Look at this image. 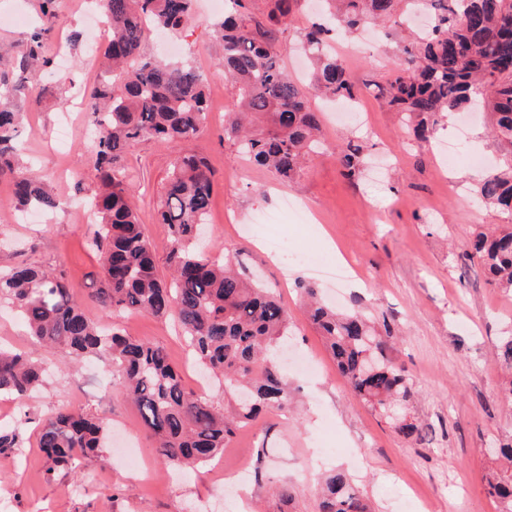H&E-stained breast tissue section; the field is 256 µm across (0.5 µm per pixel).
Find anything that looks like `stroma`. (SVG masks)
I'll return each instance as SVG.
<instances>
[{"label": "stroma", "mask_w": 512, "mask_h": 512, "mask_svg": "<svg viewBox=\"0 0 512 512\" xmlns=\"http://www.w3.org/2000/svg\"><path fill=\"white\" fill-rule=\"evenodd\" d=\"M55 9V25L43 31L44 54L53 65L30 75L17 102L24 112L23 156L64 205L44 220L24 221L8 203L10 180L0 179V271L28 263L63 274L82 299L99 286L101 260L86 246L90 224L75 214L87 197L76 181L92 182L95 170L86 119L74 117L67 127L62 120L95 80L85 58L91 28L85 0H56ZM222 15L213 0H195L187 31L151 33L145 49L189 61L206 79L209 121L192 143L213 171L204 248L215 256H236L293 313L297 326L280 359L295 392L293 409L262 412L214 464L177 472L158 459L119 377L110 375L105 391L80 396L75 384L92 365L73 364L60 348L34 350L26 327L0 301V347L34 351L48 366L37 393L25 404L0 410L5 431L20 414L30 418L20 447L0 451V512H318L320 478L334 467L353 474L374 512H413L417 498L430 502L432 512H498L485 478L499 462L486 450L494 440L512 438V399L499 391L502 370L495 355L500 339L512 334V292L491 288L465 251L474 233L512 226V214L479 201L476 186L483 171L469 162L479 154L487 166L496 163L489 116L473 119L464 133L454 121H441L433 140L419 144L401 114L374 94L362 100L368 119L359 125H336L326 103L315 99L311 107L322 115L321 145L301 176L277 181L240 156L224 135L235 96L219 65L223 47L212 28ZM298 17L299 25L281 35V62L301 84L310 80L314 66L300 49L299 26L315 14L304 5ZM40 26L41 0H0V75L16 79L19 47ZM75 31L82 33L81 41H71ZM409 35L408 24L390 22L341 36L331 49L356 88L364 90L392 67ZM33 96L40 97L39 107L29 106ZM352 140L365 146L367 159L360 172L348 176L334 149ZM443 143L461 145L457 161L448 162L439 152ZM181 149L178 142L145 140L125 162V184L163 276L169 273L168 229L157 223L156 212ZM287 196L310 214L311 223H298L283 204ZM267 222L287 239L291 256L263 247L261 226ZM311 256L361 270V278L343 284L337 306L362 312L393 332L386 354L405 367L415 389L407 409L420 426L413 439L398 438L351 394L307 322L297 283L312 279ZM117 322L128 336L163 347L170 364L184 368L189 350L172 320L124 315ZM73 408L110 421L108 445L78 473L48 476L39 425L55 411ZM241 469L246 478H238ZM282 485L293 495L287 509L275 494Z\"/></svg>", "instance_id": "obj_1"}]
</instances>
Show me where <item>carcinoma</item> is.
I'll use <instances>...</instances> for the list:
<instances>
[{
	"mask_svg": "<svg viewBox=\"0 0 512 512\" xmlns=\"http://www.w3.org/2000/svg\"><path fill=\"white\" fill-rule=\"evenodd\" d=\"M299 0H266L262 19L254 0H230L233 13L215 33L223 44V67L237 91L239 110L224 134L250 162L284 181L304 169L306 156L319 142L321 121L313 98L351 101L355 97L344 62L325 51L336 28L348 32L366 23L390 20L400 4L424 9L432 26L403 48L402 56L375 84L389 108L414 124L425 138L439 120L466 109H483L492 117V136L504 168L488 172L477 196L488 206L512 212V0H331L334 11L304 29V47L315 58L305 85L288 78L280 64L279 42L295 22ZM110 31L98 54L101 77L90 90L96 129L93 142L95 184L88 204L96 217L91 241L100 255V287L89 300L102 312L92 320L61 274L22 265L0 275V300L11 303L26 323L33 344L44 350L66 349L78 361L111 362L127 396L166 465L195 470L224 451L236 432L267 410L289 408L288 390L272 351L288 335L293 317L269 289L231 268V259L210 257L196 246L212 198L207 158L192 149L171 163L161 194L158 223L169 229L170 280L154 263L153 246L135 204L127 195L124 163L145 139L193 141L206 127V81L187 62H169L146 52L150 29L179 31L191 24L192 0H93ZM42 32L36 31L19 51L22 73L50 64L42 56ZM13 87L0 79V178L12 184L15 210L50 214L63 200L35 176L20 170L17 138L23 113L12 101ZM362 147L348 145L337 159L353 175ZM495 288L512 291V231L479 232L470 242ZM306 316L351 392L382 414L395 402L409 404L415 394L406 370L387 359L391 331L379 333L359 313H338L327 306L316 284H298ZM138 313L173 318L197 363L224 390H247L231 410L187 390L181 373L164 350L133 339L110 325L116 316ZM508 379L502 393L512 398V336L496 346ZM44 366L21 353L0 350V394L22 400L43 383ZM0 432V448L18 445L19 429ZM405 439L419 427L401 416L390 422ZM109 422L84 410H59L43 420L39 447L47 474L75 471L82 460L103 448ZM487 492L500 512H512V470L501 468L487 478ZM319 512H371L351 473L331 471L319 493Z\"/></svg>",
	"mask_w": 512,
	"mask_h": 512,
	"instance_id": "obj_1",
	"label": "carcinoma"
}]
</instances>
